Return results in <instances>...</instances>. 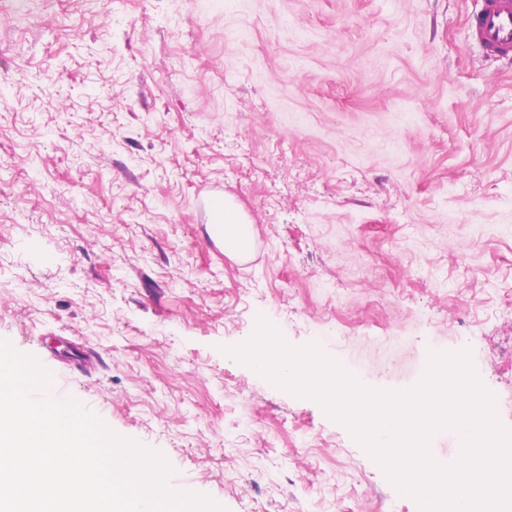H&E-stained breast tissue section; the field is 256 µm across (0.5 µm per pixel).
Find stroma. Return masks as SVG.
Wrapping results in <instances>:
<instances>
[{"label": "stroma", "mask_w": 512, "mask_h": 512, "mask_svg": "<svg viewBox=\"0 0 512 512\" xmlns=\"http://www.w3.org/2000/svg\"><path fill=\"white\" fill-rule=\"evenodd\" d=\"M480 7L0 0V339L226 512H417L227 349L262 316L390 391L466 349L512 430V63ZM224 199V201H223ZM212 216L214 239L224 243L228 253L245 254L252 237L251 221L246 213L229 196H211L205 204ZM224 209V224L219 223L220 211Z\"/></svg>", "instance_id": "stroma-1"}]
</instances>
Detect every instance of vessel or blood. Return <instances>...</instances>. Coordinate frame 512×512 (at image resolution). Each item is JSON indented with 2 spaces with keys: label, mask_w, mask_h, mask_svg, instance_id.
<instances>
[{
  "label": "vessel or blood",
  "mask_w": 512,
  "mask_h": 512,
  "mask_svg": "<svg viewBox=\"0 0 512 512\" xmlns=\"http://www.w3.org/2000/svg\"><path fill=\"white\" fill-rule=\"evenodd\" d=\"M471 28L489 57L512 59V0H482Z\"/></svg>",
  "instance_id": "1"
}]
</instances>
